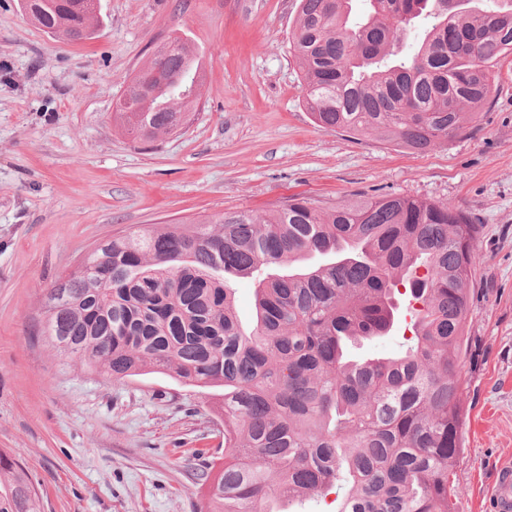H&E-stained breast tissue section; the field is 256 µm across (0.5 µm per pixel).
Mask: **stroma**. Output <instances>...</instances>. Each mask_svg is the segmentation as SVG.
Segmentation results:
<instances>
[{"label": "stroma", "mask_w": 512, "mask_h": 512, "mask_svg": "<svg viewBox=\"0 0 512 512\" xmlns=\"http://www.w3.org/2000/svg\"><path fill=\"white\" fill-rule=\"evenodd\" d=\"M0 0V452L43 512H198L192 453L224 450L216 396L162 373L113 381L38 338L43 292L94 243L144 224L397 194L480 223L462 368L456 512H488L512 462V55L472 128L418 154L316 125L290 50L296 0H100L94 38L45 33ZM177 34L204 70L182 131L133 140L126 81Z\"/></svg>", "instance_id": "35a3bbf8"}]
</instances>
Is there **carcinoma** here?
I'll return each instance as SVG.
<instances>
[{"instance_id":"carcinoma-1","label":"carcinoma","mask_w":512,"mask_h":512,"mask_svg":"<svg viewBox=\"0 0 512 512\" xmlns=\"http://www.w3.org/2000/svg\"><path fill=\"white\" fill-rule=\"evenodd\" d=\"M351 2L297 0L291 49L317 125L417 153L464 135L492 95L490 68L512 54V0H370L357 19ZM24 7L69 40L99 25L85 0ZM200 70L187 41L160 46L117 103L124 130L178 131ZM478 230L463 210L398 195L151 225L98 241L45 289L39 331L62 359L114 381L150 371L222 390L224 454L198 458L207 512H274L333 486L336 512H454ZM237 277L257 283L248 330L233 308ZM401 295L412 309L404 353L351 357L349 345L392 330ZM0 512H42L2 452Z\"/></svg>"}]
</instances>
